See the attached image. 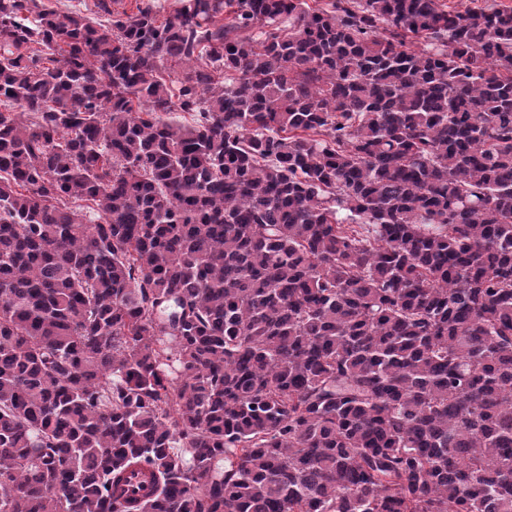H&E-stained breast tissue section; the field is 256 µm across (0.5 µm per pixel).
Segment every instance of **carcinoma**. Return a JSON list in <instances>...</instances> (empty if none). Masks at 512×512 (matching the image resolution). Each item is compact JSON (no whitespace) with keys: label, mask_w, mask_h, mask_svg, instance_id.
Returning a JSON list of instances; mask_svg holds the SVG:
<instances>
[{"label":"carcinoma","mask_w":512,"mask_h":512,"mask_svg":"<svg viewBox=\"0 0 512 512\" xmlns=\"http://www.w3.org/2000/svg\"><path fill=\"white\" fill-rule=\"evenodd\" d=\"M0 104V512H512V6L0 0ZM47 4L53 6L55 8L61 10H72V11H80L83 13H92L95 14L96 17L103 21H108V19H112L113 17H124L122 14L126 12L127 14H131L132 12H136V4L140 2V0H112V9L111 14H105L101 12L98 8L94 6V0H45Z\"/></svg>","instance_id":"obj_1"}]
</instances>
